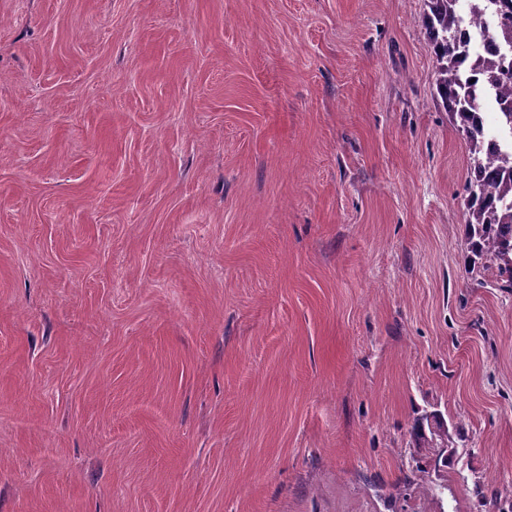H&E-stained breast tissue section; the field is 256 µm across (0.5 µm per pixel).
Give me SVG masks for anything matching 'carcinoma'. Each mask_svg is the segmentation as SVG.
<instances>
[{"instance_id": "cac0c4a2", "label": "carcinoma", "mask_w": 512, "mask_h": 512, "mask_svg": "<svg viewBox=\"0 0 512 512\" xmlns=\"http://www.w3.org/2000/svg\"><path fill=\"white\" fill-rule=\"evenodd\" d=\"M496 10L498 26L488 41L512 46V0H471V18L484 25L483 14ZM459 0H429L427 27L439 60L436 85L456 129L467 141L469 162L464 185L467 239L478 260L477 275L492 272L502 288H512V150L490 134L485 98L478 85L506 98L499 127L512 129V66L485 52L469 49L462 33Z\"/></svg>"}]
</instances>
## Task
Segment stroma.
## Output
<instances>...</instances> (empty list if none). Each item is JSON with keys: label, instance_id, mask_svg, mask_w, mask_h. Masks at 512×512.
<instances>
[{"label": "stroma", "instance_id": "stroma-1", "mask_svg": "<svg viewBox=\"0 0 512 512\" xmlns=\"http://www.w3.org/2000/svg\"><path fill=\"white\" fill-rule=\"evenodd\" d=\"M428 10L0 0V512L512 506Z\"/></svg>", "mask_w": 512, "mask_h": 512}]
</instances>
